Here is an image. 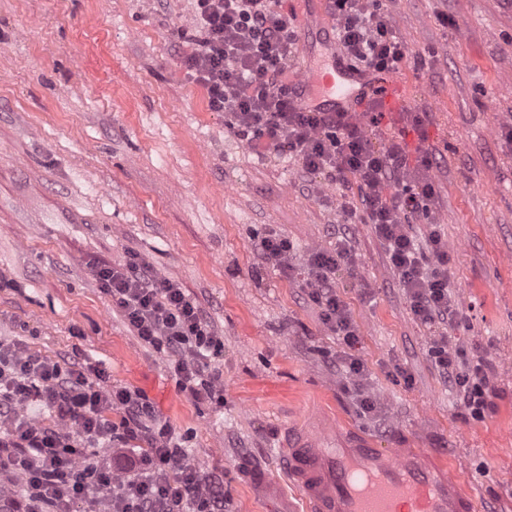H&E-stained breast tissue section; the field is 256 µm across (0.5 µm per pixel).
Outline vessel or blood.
Segmentation results:
<instances>
[{
    "instance_id": "b4317fda",
    "label": "vessel or blood",
    "mask_w": 512,
    "mask_h": 512,
    "mask_svg": "<svg viewBox=\"0 0 512 512\" xmlns=\"http://www.w3.org/2000/svg\"><path fill=\"white\" fill-rule=\"evenodd\" d=\"M326 61L303 70L300 82L317 88V112H357L362 96L380 92L385 111L409 102L406 83L393 75L361 78ZM307 512H475L473 498L448 475L447 461L420 448H384L360 430L337 425L289 429L281 457Z\"/></svg>"
}]
</instances>
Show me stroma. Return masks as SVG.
Here are the masks:
<instances>
[{"label":"stroma","instance_id":"35a3bbf8","mask_svg":"<svg viewBox=\"0 0 512 512\" xmlns=\"http://www.w3.org/2000/svg\"><path fill=\"white\" fill-rule=\"evenodd\" d=\"M293 73L331 40L323 0H284ZM191 0H0V340L140 391L190 460L224 484L227 512H304L277 454L289 426L331 421L388 448L447 458L477 512H512V0H396L411 57L409 111L427 110L438 231L466 321L415 319L371 225L348 224L354 182L260 159L180 65ZM450 23L441 26L438 14ZM272 228L299 251L336 246L333 283L357 329L346 348L301 288L263 266ZM137 255L175 280L224 347L223 402L181 391L166 356L133 336L94 270ZM447 337L490 363L494 409L467 417L429 354ZM352 352L378 401L362 414L338 362Z\"/></svg>","mask_w":512,"mask_h":512}]
</instances>
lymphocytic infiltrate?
Returning <instances> with one entry per match:
<instances>
[{"label": "lymphocytic infiltrate", "instance_id": "1", "mask_svg": "<svg viewBox=\"0 0 512 512\" xmlns=\"http://www.w3.org/2000/svg\"><path fill=\"white\" fill-rule=\"evenodd\" d=\"M333 31L350 68L399 71L409 46L397 29L390 0H326ZM198 37L183 58L189 78L204 88L211 111L225 113L240 140L262 157L298 161L328 182L354 179L357 197L343 201L347 223L372 225L391 267L424 323H456L448 295V249L430 232L417 248L412 222L430 214L435 195L426 172L429 146H419V172H411L402 137L374 145L376 101L364 112H315L288 81L297 36L280 0H193L190 18ZM352 257L345 240L334 250H314L303 266L309 300L329 330L347 346L357 341L332 277ZM95 276L138 340L171 359L182 390L223 400L221 375L211 361L223 344L201 308L171 279L129 258L101 265ZM435 366L461 395L472 418L490 407L487 363L468 364L447 339L430 348ZM91 363L68 367L0 341V484L21 481L24 496L12 512H223L224 494L186 458L168 423L141 393L104 388ZM37 401L50 422L27 418ZM76 428L70 436L68 428Z\"/></svg>", "mask_w": 512, "mask_h": 512}]
</instances>
